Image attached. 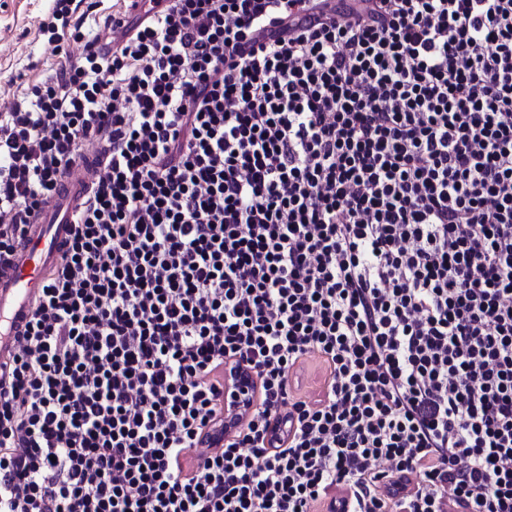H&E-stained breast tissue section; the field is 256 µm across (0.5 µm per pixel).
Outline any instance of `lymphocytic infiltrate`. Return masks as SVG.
Returning <instances> with one entry per match:
<instances>
[{"instance_id":"f902f5d3","label":"lymphocytic infiltrate","mask_w":512,"mask_h":512,"mask_svg":"<svg viewBox=\"0 0 512 512\" xmlns=\"http://www.w3.org/2000/svg\"><path fill=\"white\" fill-rule=\"evenodd\" d=\"M71 4L0 113V261L106 160L0 372V512H512V0H166L90 40ZM230 361L258 405L213 451Z\"/></svg>"}]
</instances>
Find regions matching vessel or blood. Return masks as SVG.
Instances as JSON below:
<instances>
[{"label":"vessel or blood","mask_w":512,"mask_h":512,"mask_svg":"<svg viewBox=\"0 0 512 512\" xmlns=\"http://www.w3.org/2000/svg\"><path fill=\"white\" fill-rule=\"evenodd\" d=\"M100 167L95 155L78 160L59 192L27 225L22 245L0 265V362L12 354L15 334L24 328L34 298L57 267L75 212Z\"/></svg>","instance_id":"b4317fda"}]
</instances>
